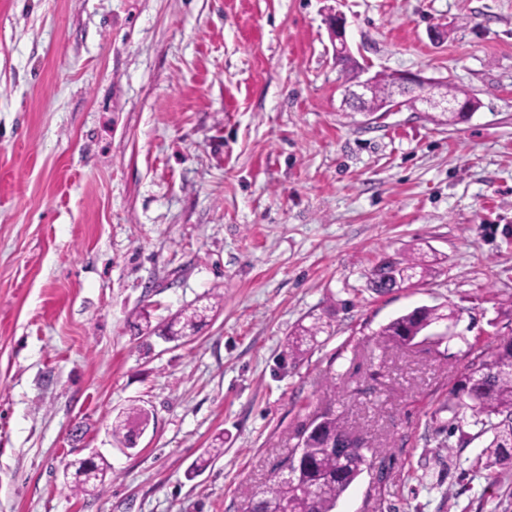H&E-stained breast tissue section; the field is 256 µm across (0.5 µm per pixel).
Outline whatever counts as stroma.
I'll list each match as a JSON object with an SVG mask.
<instances>
[{"mask_svg":"<svg viewBox=\"0 0 512 512\" xmlns=\"http://www.w3.org/2000/svg\"><path fill=\"white\" fill-rule=\"evenodd\" d=\"M337 13L366 76L478 110L353 112ZM413 251L435 274L372 290ZM423 305L455 308L454 338L379 340ZM509 335L512 0H0V512H239L327 409L375 459L335 512H512V469L444 409ZM92 450L110 470L84 496L63 470ZM396 77L398 80L394 89L387 99L384 108L379 112H394L403 105L411 104L416 107V103H420L426 106L427 111L419 112H428L429 109L443 111L442 113L439 112L441 118L438 121L440 124L454 125L466 117L456 112L470 114L477 109L475 98L469 102L464 99L449 98L441 93H439V96H435L436 89L434 86L436 83L419 74L399 73L396 74ZM396 94L408 98L403 101H396L394 98ZM213 308V306L205 305L184 309L166 326L168 333L171 335L168 336V339L178 340L181 337L193 335L207 317V313L212 311ZM325 329L322 324L313 322L309 326H300L287 340L288 350L291 355L299 357L304 354L302 346L304 344H314L317 342V336L324 333ZM150 424L149 412L144 407L131 404L118 412L112 420V439L120 448Z\"/></svg>","mask_w":512,"mask_h":512,"instance_id":"stroma-1","label":"stroma"}]
</instances>
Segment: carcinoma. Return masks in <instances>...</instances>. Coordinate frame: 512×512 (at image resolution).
<instances>
[{
    "label": "carcinoma",
    "mask_w": 512,
    "mask_h": 512,
    "mask_svg": "<svg viewBox=\"0 0 512 512\" xmlns=\"http://www.w3.org/2000/svg\"><path fill=\"white\" fill-rule=\"evenodd\" d=\"M379 267L386 272L384 277L371 284L377 292L404 284L410 287L414 285V279L430 274L424 260L412 254L386 260ZM212 310V306L205 305L180 312L166 326L169 339L194 334ZM454 318L451 307L446 314L435 306L417 307L383 326L379 336L397 346H407L432 326ZM323 332L324 326L318 322L299 327L287 340L291 355H303L302 346L316 343L317 336ZM451 395L453 403L448 406V411L452 413V419L478 427L480 433L487 436V445L482 451L485 469H512V336L501 339L491 356L474 357L452 387ZM317 419L320 432L308 435L296 453L299 465L294 469L293 481L285 482L276 470L268 485L245 489V512H333L338 501L363 473L368 459L357 439L334 412H321ZM149 424V412L132 404L112 420V439L120 447ZM217 440L218 445L207 449L196 460L195 469H206L213 459L224 454V437L219 436ZM68 467L71 468L73 489L82 494L99 491L110 470L102 458L89 463L77 458Z\"/></svg>",
    "instance_id": "obj_1"
}]
</instances>
